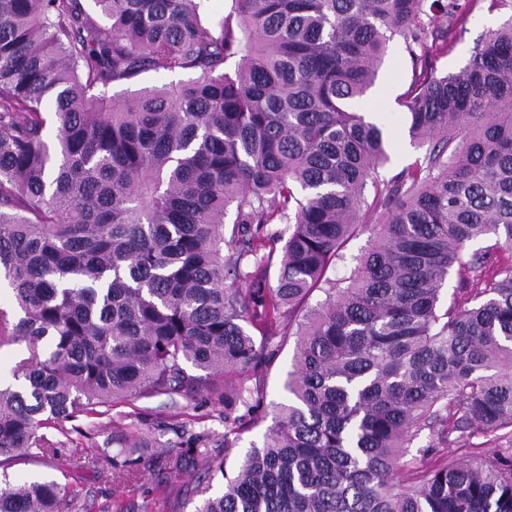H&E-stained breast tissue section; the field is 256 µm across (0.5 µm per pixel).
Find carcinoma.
Segmentation results:
<instances>
[{
    "instance_id": "1",
    "label": "carcinoma",
    "mask_w": 512,
    "mask_h": 512,
    "mask_svg": "<svg viewBox=\"0 0 512 512\" xmlns=\"http://www.w3.org/2000/svg\"><path fill=\"white\" fill-rule=\"evenodd\" d=\"M93 2L98 19L0 0V276L20 311L0 309V350H27L21 386L0 384V466L61 454L46 430L80 413L248 369V327L286 316L288 403L233 473L209 456L224 489L196 512H512V439L472 442L512 428V22L439 76L459 0ZM395 36L425 153L386 180L382 128L348 108ZM146 72L195 77L106 97ZM252 400L225 390L224 421ZM197 451L148 429L96 453L121 482ZM73 510L67 486L3 473L0 512Z\"/></svg>"
}]
</instances>
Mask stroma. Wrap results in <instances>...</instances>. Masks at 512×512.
Listing matches in <instances>:
<instances>
[{"label": "stroma", "mask_w": 512, "mask_h": 512, "mask_svg": "<svg viewBox=\"0 0 512 512\" xmlns=\"http://www.w3.org/2000/svg\"><path fill=\"white\" fill-rule=\"evenodd\" d=\"M469 12L464 31L448 54L437 60L438 74L455 72L469 61L476 44L489 32L512 20V0H461ZM412 79L411 61L401 38H393L379 65L374 84L354 100L352 111L381 123L389 161L381 170L391 178L412 164L423 151L408 137L406 92ZM295 339L271 336L264 344L263 356L255 368L246 372L215 374L208 390L186 397H155L136 401L118 400L101 413L81 415L50 431V438L62 447L60 456L33 457L12 467L16 479L47 476L66 483L77 503L88 504L90 512H194L200 497L196 487L210 485L212 492L224 486L221 478H210L204 451L223 448L232 441L227 467L251 445L261 443L263 433L273 424L276 403L285 401L284 383L293 362ZM241 385L257 390L255 406L242 423L224 421V387ZM165 427V441L178 444L181 435L199 438L201 453L180 472L168 473L145 465L132 482H118L104 473L95 450L112 436L114 428L137 434L150 426Z\"/></svg>", "instance_id": "35a3bbf8"}]
</instances>
